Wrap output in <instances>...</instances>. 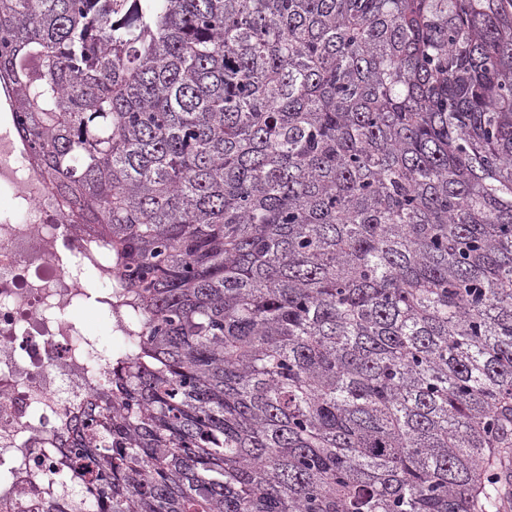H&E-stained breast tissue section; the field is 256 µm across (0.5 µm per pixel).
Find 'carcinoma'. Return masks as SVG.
<instances>
[{
	"label": "carcinoma",
	"mask_w": 512,
	"mask_h": 512,
	"mask_svg": "<svg viewBox=\"0 0 512 512\" xmlns=\"http://www.w3.org/2000/svg\"><path fill=\"white\" fill-rule=\"evenodd\" d=\"M1 80L138 331L98 512H499L512 0H0Z\"/></svg>",
	"instance_id": "cac0c4a2"
}]
</instances>
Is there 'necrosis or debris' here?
Here are the masks:
<instances>
[{"mask_svg":"<svg viewBox=\"0 0 512 512\" xmlns=\"http://www.w3.org/2000/svg\"><path fill=\"white\" fill-rule=\"evenodd\" d=\"M0 86V503L15 512L43 499H69L63 468L71 424L111 370L71 309L95 298L110 333L125 341L112 307L116 264L102 244L76 237L64 209L30 161Z\"/></svg>","mask_w":512,"mask_h":512,"instance_id":"obj_1","label":"necrosis or debris"}]
</instances>
